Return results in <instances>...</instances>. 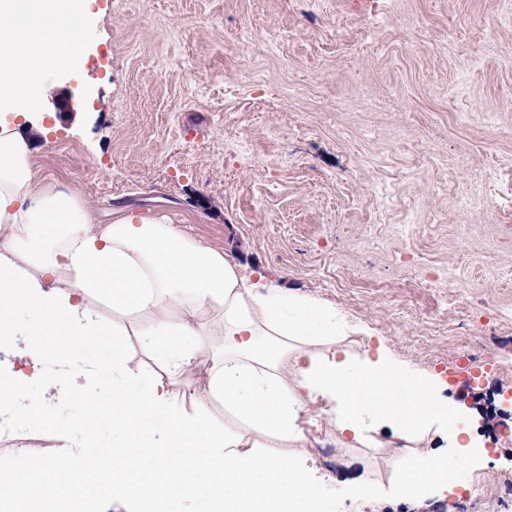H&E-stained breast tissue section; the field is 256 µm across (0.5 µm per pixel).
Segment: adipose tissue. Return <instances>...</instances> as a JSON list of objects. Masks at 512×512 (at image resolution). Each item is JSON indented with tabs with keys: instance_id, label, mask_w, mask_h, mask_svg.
<instances>
[{
	"instance_id": "1",
	"label": "adipose tissue",
	"mask_w": 512,
	"mask_h": 512,
	"mask_svg": "<svg viewBox=\"0 0 512 512\" xmlns=\"http://www.w3.org/2000/svg\"><path fill=\"white\" fill-rule=\"evenodd\" d=\"M88 0H0V337L19 336L21 369L0 371V401H26L28 382L53 361L61 380L90 379L55 343L88 336L112 343V420L125 436L116 463L78 448L38 466L0 469L10 512H325L308 461V406L336 428L340 448H377L378 434L412 443L427 435L470 445L464 405L440 381L415 375L387 350L352 352L335 312L275 284L252 280L224 251L164 217L130 208L100 223L78 191L41 179L28 131L43 125L58 71L84 55ZM112 310L111 325L98 316ZM33 322L18 329L15 308ZM155 370L133 371L126 337ZM208 368L204 399L187 411L180 380ZM224 406L215 425L210 402ZM82 478L53 496L60 472ZM447 450L397 460L387 493L416 502L454 484Z\"/></svg>"
}]
</instances>
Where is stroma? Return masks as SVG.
<instances>
[{
  "instance_id": "1",
  "label": "stroma",
  "mask_w": 512,
  "mask_h": 512,
  "mask_svg": "<svg viewBox=\"0 0 512 512\" xmlns=\"http://www.w3.org/2000/svg\"><path fill=\"white\" fill-rule=\"evenodd\" d=\"M84 57L55 76L88 108L44 120L42 176L103 217L115 206L166 216L265 282L336 308L359 346L412 371L463 379L494 355L477 403L512 400V188L475 181L512 169L501 133L512 0H94ZM464 193L460 212L450 201ZM78 387L50 371L29 387L41 419L0 411V466L22 463L30 441L56 448L59 433L121 446L96 409L112 400L111 374ZM316 432L331 512H363L349 482L367 465L387 482V460L337 449L326 417ZM511 434L512 418L482 417L460 452L479 463L460 486L375 512H460L472 480L512 473Z\"/></svg>"
}]
</instances>
